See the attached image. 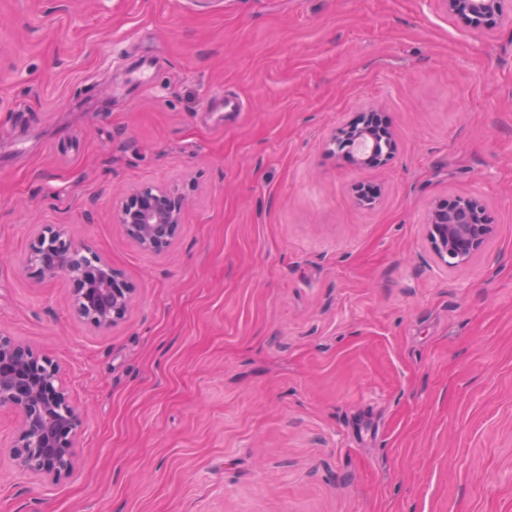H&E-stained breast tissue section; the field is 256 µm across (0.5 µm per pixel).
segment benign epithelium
Returning <instances> with one entry per match:
<instances>
[{
	"label": "benign epithelium",
	"instance_id": "1",
	"mask_svg": "<svg viewBox=\"0 0 512 512\" xmlns=\"http://www.w3.org/2000/svg\"><path fill=\"white\" fill-rule=\"evenodd\" d=\"M448 13L498 14L501 0H442ZM367 110L342 124L328 141L330 152L355 164L380 168L391 159L396 142L392 131L382 130ZM384 151L349 153L345 146L376 144ZM471 199L457 198L451 205L436 204L428 216V241L436 257L449 268L467 264L492 233L481 210ZM186 198L170 189L143 186L126 194L116 214L128 236L141 249L161 254L177 239L183 224ZM90 248L78 245L52 226L35 239L27 259L43 281L66 277L71 283V304L83 322L104 329L123 319L135 288L122 272ZM60 367L37 356L28 346L0 339V406L19 417V426L8 443L17 468L39 478L57 481L74 465L75 443L82 427L80 411L59 383Z\"/></svg>",
	"mask_w": 512,
	"mask_h": 512
}]
</instances>
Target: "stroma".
<instances>
[{
    "label": "stroma",
    "mask_w": 512,
    "mask_h": 512,
    "mask_svg": "<svg viewBox=\"0 0 512 512\" xmlns=\"http://www.w3.org/2000/svg\"><path fill=\"white\" fill-rule=\"evenodd\" d=\"M369 107L380 169L325 147ZM145 183L189 199L161 255L113 221ZM458 197L493 232L449 270L426 219ZM46 225L134 285L124 320L26 267ZM1 336L61 367L83 427L57 482L0 454V512H512V21L0 0Z\"/></svg>",
    "instance_id": "stroma-1"
}]
</instances>
